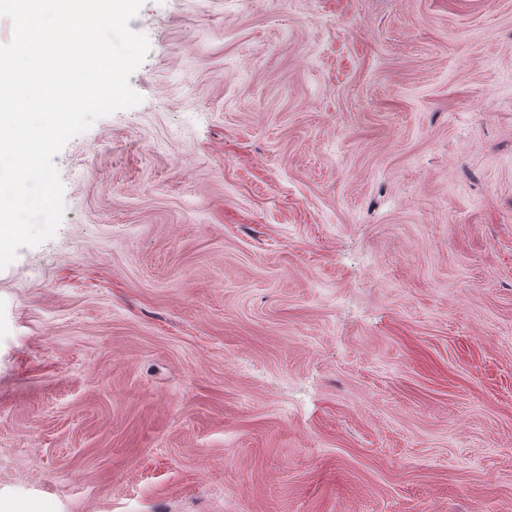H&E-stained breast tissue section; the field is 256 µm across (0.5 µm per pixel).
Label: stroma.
Wrapping results in <instances>:
<instances>
[{"label": "stroma", "mask_w": 512, "mask_h": 512, "mask_svg": "<svg viewBox=\"0 0 512 512\" xmlns=\"http://www.w3.org/2000/svg\"><path fill=\"white\" fill-rule=\"evenodd\" d=\"M129 26L0 270V512H512V0Z\"/></svg>", "instance_id": "obj_1"}]
</instances>
